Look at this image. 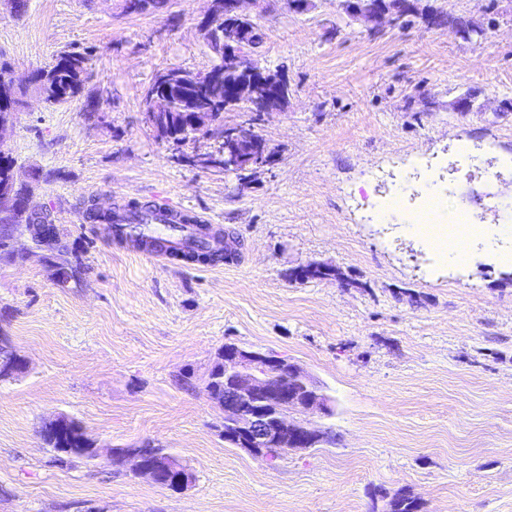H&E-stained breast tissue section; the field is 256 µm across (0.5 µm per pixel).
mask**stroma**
<instances>
[{"instance_id": "35a3bbf8", "label": "stroma", "mask_w": 512, "mask_h": 512, "mask_svg": "<svg viewBox=\"0 0 512 512\" xmlns=\"http://www.w3.org/2000/svg\"><path fill=\"white\" fill-rule=\"evenodd\" d=\"M210 6L28 0L18 14L0 0V57L18 84L62 51L92 52L79 99L28 94L0 134L63 245L51 259L23 237L0 252V329L27 362L0 381V512H387L402 493L419 512H512V263L474 248L444 262L368 210L414 159L447 190L444 220L471 212L512 248L499 204L512 186V0H418L443 25L373 29L349 22L342 0L305 13L249 0L264 34L253 60L284 70L289 97L259 124L274 162L246 182L181 162L216 151L220 134L179 147L146 119L157 73L216 64L198 27ZM461 17L484 38L454 33ZM159 195L211 219L233 259L145 257L80 204ZM75 248L85 274L59 287L54 267ZM309 264L341 278L290 279ZM227 341L312 374L333 413L301 419L332 442L276 459L225 443L205 386ZM58 416L95 441V461L44 445L39 430ZM144 440L171 449L194 484L177 493L113 463L112 449Z\"/></svg>"}]
</instances>
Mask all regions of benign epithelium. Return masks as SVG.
Listing matches in <instances>:
<instances>
[{"label":"benign epithelium","mask_w":512,"mask_h":512,"mask_svg":"<svg viewBox=\"0 0 512 512\" xmlns=\"http://www.w3.org/2000/svg\"><path fill=\"white\" fill-rule=\"evenodd\" d=\"M212 7L200 22L207 35L218 22H224V72L237 76L234 93L238 101L247 104L251 111L270 114L279 112L288 98L282 89L288 80L280 69L262 68L249 61L251 50L242 41L241 25L251 21L246 4L251 0H211ZM346 16L352 22L378 25L397 21L393 10L364 6L360 0H343ZM178 78L170 71L160 72L155 80L156 90L148 97V120L169 111L163 88ZM203 89L216 103L224 101L225 81L220 74L199 76ZM268 147L259 140L243 141L240 127L224 128V162L215 154L195 151L190 154L197 167L214 168L232 166L246 172L260 165L267 157ZM31 248L51 251L54 242L40 224H31L21 233ZM224 370V399L218 400L213 392L212 380L206 381L208 397L222 402L224 407V440L255 455L270 456L274 451L301 450L302 438L308 437L314 445L324 439V433L294 419L297 413L332 415L330 397L314 378L299 364L290 359L258 350L246 349L228 342L221 349ZM119 463L131 471L160 485L173 483V490L188 488L194 474L172 457L158 460L153 466L144 464L139 449L124 453Z\"/></svg>","instance_id":"obj_1"}]
</instances>
